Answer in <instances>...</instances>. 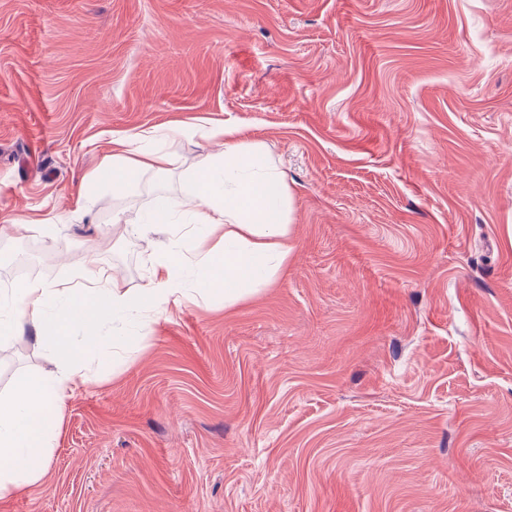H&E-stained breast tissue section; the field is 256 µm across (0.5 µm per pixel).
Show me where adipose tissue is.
Masks as SVG:
<instances>
[{
	"label": "adipose tissue",
	"instance_id": "ef3b65f1",
	"mask_svg": "<svg viewBox=\"0 0 512 512\" xmlns=\"http://www.w3.org/2000/svg\"><path fill=\"white\" fill-rule=\"evenodd\" d=\"M157 136L140 134L135 149L113 140L104 163L114 188L175 165L172 154L151 147ZM289 200L284 174L260 146L228 141L223 155L187 179L180 214L196 231L192 245L173 240L160 247L145 288L125 290L87 262L76 273L79 289L34 279L0 292V338L51 337L60 364L55 374L19 378L0 394V498L43 482L60 404L85 382L83 358L101 345L103 327L214 295L232 305L270 284L291 254Z\"/></svg>",
	"mask_w": 512,
	"mask_h": 512
}]
</instances>
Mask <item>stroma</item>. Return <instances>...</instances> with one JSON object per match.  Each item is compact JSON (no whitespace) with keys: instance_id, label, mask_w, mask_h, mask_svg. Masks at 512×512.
<instances>
[{"instance_id":"stroma-1","label":"stroma","mask_w":512,"mask_h":512,"mask_svg":"<svg viewBox=\"0 0 512 512\" xmlns=\"http://www.w3.org/2000/svg\"><path fill=\"white\" fill-rule=\"evenodd\" d=\"M198 122L286 174L287 268L105 325L0 512H512V0H0V225L43 280L147 285L184 230L112 225L223 152ZM153 128L176 169L82 184ZM54 369L0 343V391Z\"/></svg>"}]
</instances>
